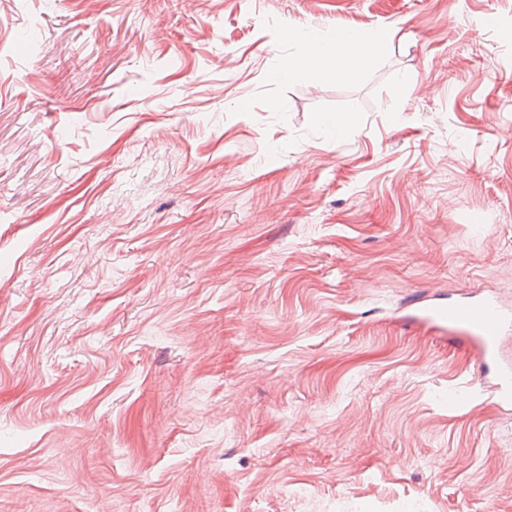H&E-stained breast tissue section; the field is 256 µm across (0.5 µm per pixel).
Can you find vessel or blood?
Here are the masks:
<instances>
[{"label":"vessel or blood","mask_w":512,"mask_h":512,"mask_svg":"<svg viewBox=\"0 0 512 512\" xmlns=\"http://www.w3.org/2000/svg\"><path fill=\"white\" fill-rule=\"evenodd\" d=\"M427 321L454 324L476 354L480 372L494 378L496 404L512 411V357L503 351L506 335L512 333V308L493 298L460 297L451 305L426 309Z\"/></svg>","instance_id":"vessel-or-blood-1"}]
</instances>
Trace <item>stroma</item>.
Here are the masks:
<instances>
[{
  "label": "stroma",
  "mask_w": 512,
  "mask_h": 512,
  "mask_svg": "<svg viewBox=\"0 0 512 512\" xmlns=\"http://www.w3.org/2000/svg\"><path fill=\"white\" fill-rule=\"evenodd\" d=\"M467 293L512 0H0V512H512ZM389 40V32L380 33L370 51L363 50L358 40L340 37L336 43L324 45L315 61L319 73L348 79L368 68L378 49Z\"/></svg>",
  "instance_id": "stroma-1"
}]
</instances>
